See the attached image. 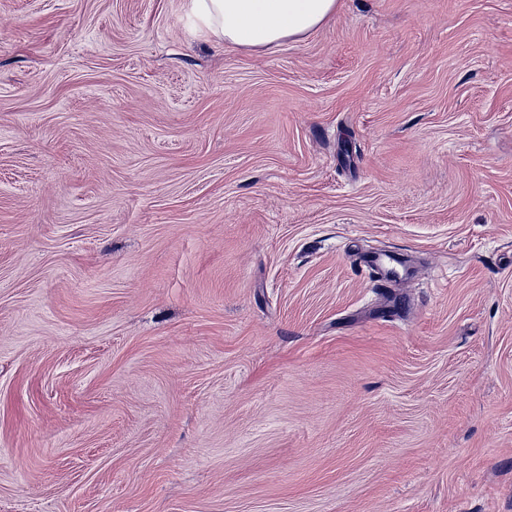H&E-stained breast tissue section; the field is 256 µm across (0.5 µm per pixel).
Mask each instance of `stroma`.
<instances>
[{"label":"stroma","mask_w":512,"mask_h":512,"mask_svg":"<svg viewBox=\"0 0 512 512\" xmlns=\"http://www.w3.org/2000/svg\"><path fill=\"white\" fill-rule=\"evenodd\" d=\"M0 512H512V0H0ZM337 0H189V16L219 44L264 50L313 33Z\"/></svg>","instance_id":"obj_1"}]
</instances>
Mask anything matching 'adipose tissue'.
Masks as SVG:
<instances>
[{
	"label": "adipose tissue",
	"mask_w": 512,
	"mask_h": 512,
	"mask_svg": "<svg viewBox=\"0 0 512 512\" xmlns=\"http://www.w3.org/2000/svg\"><path fill=\"white\" fill-rule=\"evenodd\" d=\"M337 0H189V16L217 43L263 50L313 33Z\"/></svg>",
	"instance_id": "ef3b65f1"
}]
</instances>
